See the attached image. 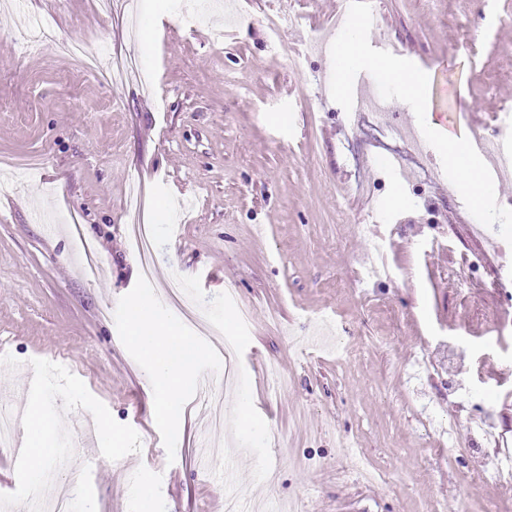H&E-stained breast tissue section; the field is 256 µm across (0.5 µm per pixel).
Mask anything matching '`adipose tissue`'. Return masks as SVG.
Wrapping results in <instances>:
<instances>
[{
  "label": "adipose tissue",
  "mask_w": 512,
  "mask_h": 512,
  "mask_svg": "<svg viewBox=\"0 0 512 512\" xmlns=\"http://www.w3.org/2000/svg\"><path fill=\"white\" fill-rule=\"evenodd\" d=\"M132 341L153 366L152 390L157 417L171 430L182 432L178 411L200 349L189 337L179 335L171 326L158 321L149 303H134L131 309Z\"/></svg>",
  "instance_id": "adipose-tissue-1"
}]
</instances>
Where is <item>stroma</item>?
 I'll list each match as a JSON object with an SVG mask.
<instances>
[{
  "label": "stroma",
  "instance_id": "1",
  "mask_svg": "<svg viewBox=\"0 0 512 512\" xmlns=\"http://www.w3.org/2000/svg\"><path fill=\"white\" fill-rule=\"evenodd\" d=\"M373 7L370 40L428 74L435 120L472 137L512 114V0ZM345 11L344 0H0V403L41 408L62 450L40 487L0 454V504L28 512L73 483L74 512H141L145 481L150 512H217L228 495L235 512H485L493 499L512 512V492L469 483L481 450L512 448V246L494 228L472 238L479 222L435 152L371 166L398 149L389 128L416 125L398 100L382 116L332 100ZM284 14L293 25H278ZM74 40L106 63L138 60V76L67 83L81 69L62 50ZM135 176L164 206L149 277L131 243ZM375 261L387 274L366 278ZM174 283L206 331L172 305ZM140 300L195 339V370L214 383L205 402L187 391L179 438L155 416L130 339ZM447 337L467 354L453 372ZM489 392L498 428L453 446L449 423L479 426ZM244 409L255 436L235 427ZM102 418L126 440L112 454Z\"/></svg>",
  "mask_w": 512,
  "mask_h": 512
}]
</instances>
